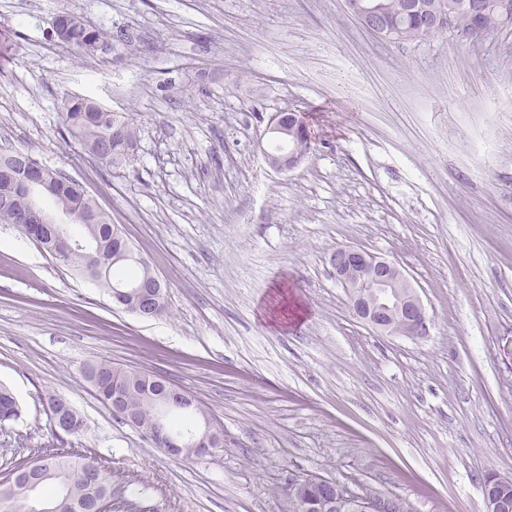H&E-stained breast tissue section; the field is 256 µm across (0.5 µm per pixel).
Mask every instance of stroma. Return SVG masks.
Returning a JSON list of instances; mask_svg holds the SVG:
<instances>
[{"instance_id":"1","label":"stroma","mask_w":512,"mask_h":512,"mask_svg":"<svg viewBox=\"0 0 512 512\" xmlns=\"http://www.w3.org/2000/svg\"><path fill=\"white\" fill-rule=\"evenodd\" d=\"M112 37L81 59L51 22ZM89 96L137 125L115 170L67 133ZM300 113L313 152L264 161L271 114ZM76 180L161 279L144 320L0 223V384L22 416L0 473L81 454L111 512H289L321 476L382 512H486L512 478V27L397 43L343 0H0V147ZM341 244L394 260L424 339L371 331L328 264ZM106 359L193 394L224 432L181 459L114 414L82 373ZM86 424L50 430L44 397Z\"/></svg>"}]
</instances>
